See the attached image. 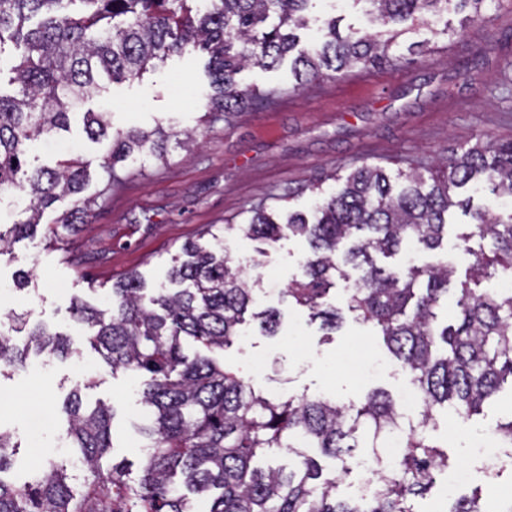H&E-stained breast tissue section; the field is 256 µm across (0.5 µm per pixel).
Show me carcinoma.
<instances>
[{
	"instance_id": "cac0c4a2",
	"label": "carcinoma",
	"mask_w": 512,
	"mask_h": 512,
	"mask_svg": "<svg viewBox=\"0 0 512 512\" xmlns=\"http://www.w3.org/2000/svg\"><path fill=\"white\" fill-rule=\"evenodd\" d=\"M311 0H0V58L10 51L13 95L0 92V193L23 192L26 218L0 227V255L36 235L44 211L64 197L74 198L50 230L49 241L67 246L73 226L84 223L96 199L82 193L90 181L87 165L63 158L53 166L30 168L27 142L70 128L71 110L91 91L141 77L174 53L209 54L213 94L201 123L210 124L245 108L271 102L275 91L240 87L235 76L248 66L263 70L290 61L293 87L319 77H341L354 68L393 63L390 47L403 31L394 25H424L448 9H471L482 19L487 0H352L370 5L372 29L340 30L328 22L326 38L300 49L297 31L308 28L304 14ZM84 130L92 140L112 136L104 168L117 177L120 163L146 157L163 159L168 143L192 145V131L130 129L109 133L102 112H86ZM395 185L385 169L355 168L333 194L307 212H290L285 221L260 204L242 224L207 230L204 244L189 243L171 258L172 288H148L138 274L112 285L106 308L74 300L71 315L86 327L87 342L112 373L147 377L141 392L146 410L140 428L143 456L139 475L130 479L123 462L104 467L110 452V407L83 405L75 383L65 403L67 436L88 472L83 489L69 482L64 462L33 470L18 483L10 478L16 444L0 429V512H197L193 495L208 493V512H414L411 498L423 494L435 473L451 466L448 453L429 437L434 409L451 402L464 424L478 414L508 377L512 378V288H472L498 274L512 277V211L491 214L473 208L472 197L457 198L470 186L512 200V139H481L428 167L400 171ZM458 207L476 225L488 249L470 252L466 280L452 287L448 261L424 266H385L414 245L436 250L448 237V213ZM270 244L283 231L306 240L309 254L302 273L283 296L321 320L327 331L340 328L343 312L330 301L336 281L354 287L346 299L355 320L372 325L423 402L421 418L406 430L395 466L377 462L373 490L364 499L336 498L338 477H327L306 449L347 461L364 431L373 440L400 424L397 401L373 390L359 404L292 395L272 400L255 392L215 353L241 335L254 307L255 283L232 265L224 230ZM456 298L452 324H440L438 310L448 293ZM251 313V312H249ZM261 331L277 334L280 312L254 311ZM24 336L23 344L16 337ZM205 353L190 356L184 344ZM74 353L67 335L44 324H29L10 312L0 318V373L26 364L31 355L65 357ZM500 448H512V418L498 424ZM273 448L293 457L286 468H262L256 459ZM444 512H512L504 498L496 510L478 493H459Z\"/></svg>"
}]
</instances>
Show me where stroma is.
I'll use <instances>...</instances> for the list:
<instances>
[{
	"instance_id": "1",
	"label": "stroma",
	"mask_w": 512,
	"mask_h": 512,
	"mask_svg": "<svg viewBox=\"0 0 512 512\" xmlns=\"http://www.w3.org/2000/svg\"><path fill=\"white\" fill-rule=\"evenodd\" d=\"M334 16L346 26H367L348 0H316L310 27L300 33L302 45L319 41L325 20ZM413 42L425 50L405 64L323 77L297 91L289 65L246 68L237 76L240 86L276 90L274 104L207 127L200 118L211 94L208 57L172 55L143 78L90 94L72 115L69 131L30 143L28 157L37 165H54L62 154L80 157L92 174L87 192L94 195L107 181L101 163L111 142L88 139L85 111L106 113L116 130L163 125L196 133L193 146L169 145L166 160L118 167L120 184L77 226L70 253L49 248L39 234L0 255V313L28 311L31 321L65 332L79 350L64 360L34 358L0 375V428L10 431L17 445L15 479L49 458L72 462L73 474H80L66 438L63 403L75 382L88 378L95 384L83 390L84 403L102 401L115 411L114 460L135 463L141 456V380L111 373L73 320L71 300L108 303L109 286L135 272L148 285L165 282L170 259L184 244L199 240L207 228L244 223L249 209L272 195H283L285 207L304 210L314 190L333 192L336 176L357 166L380 165L393 173L479 139L512 138V0H489L478 23L453 13L434 18L430 27L400 39L404 46ZM471 230L468 217L454 213L444 248L457 282L468 273L470 249L480 244ZM227 248L232 261L248 260L246 276L261 281L260 307L280 309L283 323L270 337L248 322L244 339L224 351L226 369L267 396L304 393L346 404L374 387L397 397L410 390L408 378L368 327L349 319L329 335L306 309L282 300L281 290L300 274L308 250L304 239L285 235L262 250L236 230L228 234ZM20 271L33 275L29 291L14 286ZM264 356L268 366L254 371L255 360ZM511 418L512 390L506 388L466 426H458L448 406L435 413L430 427L432 440L454 466L471 469V487L481 488L492 508L502 487L512 485V469L486 481L474 445L480 433Z\"/></svg>"
}]
</instances>
